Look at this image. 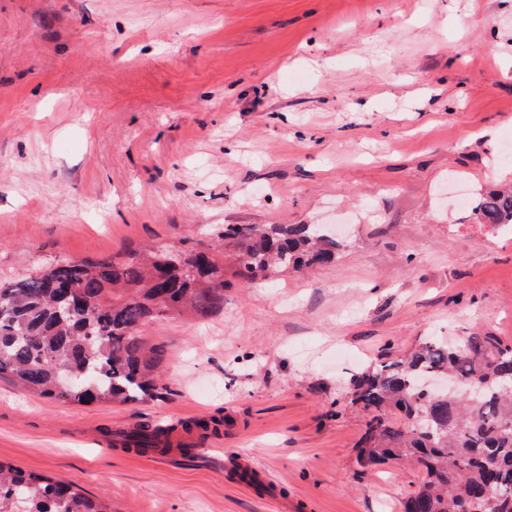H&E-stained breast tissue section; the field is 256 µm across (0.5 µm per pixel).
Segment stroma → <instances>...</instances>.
Wrapping results in <instances>:
<instances>
[{
    "mask_svg": "<svg viewBox=\"0 0 512 512\" xmlns=\"http://www.w3.org/2000/svg\"><path fill=\"white\" fill-rule=\"evenodd\" d=\"M512 0H0V283L147 243L212 246L224 299L154 320L164 398L0 381V462L112 512H400L352 380L425 341L512 343ZM228 224H318L335 263L249 280ZM219 418L193 456L122 448ZM480 224H512V188L492 190L481 195L471 209ZM168 430L152 428L149 425H140L131 435L127 436L124 442V448L134 449L140 453H146L158 447L160 436Z\"/></svg>",
    "mask_w": 512,
    "mask_h": 512,
    "instance_id": "stroma-1",
    "label": "stroma"
}]
</instances>
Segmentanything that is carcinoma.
I'll return each mask as SVG.
<instances>
[{
    "instance_id": "1",
    "label": "carcinoma",
    "mask_w": 512,
    "mask_h": 512,
    "mask_svg": "<svg viewBox=\"0 0 512 512\" xmlns=\"http://www.w3.org/2000/svg\"><path fill=\"white\" fill-rule=\"evenodd\" d=\"M481 224H512V188L480 196ZM243 277L327 265L338 244L313 224H226ZM224 298V267L210 247L162 246L103 260L62 259L0 284V378L62 403H133L161 396L164 350L145 331L159 317L211 313ZM444 375L458 390L427 393ZM353 403L372 412L359 442L364 466L398 456L425 472L402 512H512V343L475 333L430 340L408 357L354 379ZM165 430L141 425L124 447L154 450ZM0 512H112L106 496L0 463Z\"/></svg>"
}]
</instances>
